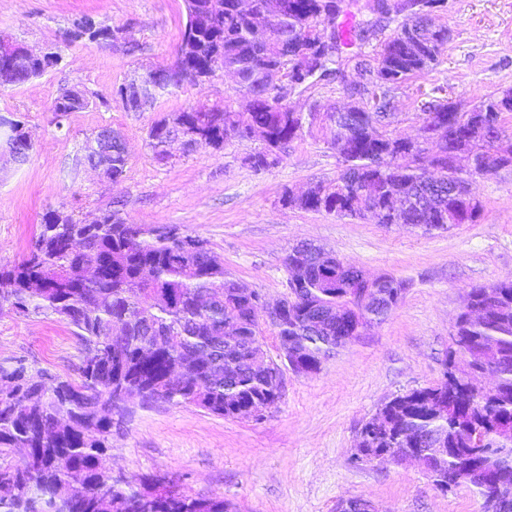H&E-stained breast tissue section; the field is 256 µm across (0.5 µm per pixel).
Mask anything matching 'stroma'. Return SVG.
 Wrapping results in <instances>:
<instances>
[{"mask_svg":"<svg viewBox=\"0 0 512 512\" xmlns=\"http://www.w3.org/2000/svg\"><path fill=\"white\" fill-rule=\"evenodd\" d=\"M85 14L129 28L135 52L71 40L74 22ZM432 20L451 32L437 63L392 92L389 129L405 137L421 132L422 94L441 87L449 98L473 104L512 87V0H446ZM184 25L183 0H0V32L62 56L43 76L0 89V113L16 114L35 142L25 165L0 171V266L27 251L48 211L82 220L117 209L129 223L176 224L206 240L228 277L269 302L288 293V251L309 241L368 276L393 275L407 289L384 321L318 373L285 372L282 397L261 420L170 404L135 407L106 455L113 477L164 482L190 497L221 495L231 512H336L347 499L369 501L376 512H483L470 488L444 493L414 466L358 463L352 453L358 429L385 401L441 381L469 289L512 276V167L470 181L483 206L476 223L426 233L283 205L285 191L304 192L339 170L333 132L318 125L267 171L245 162L261 146L253 139L188 154L175 146L169 160H157L147 132L158 117L227 99L240 108L248 102L235 78L220 72L205 85L172 89L144 111H126L117 88L141 68L172 64ZM359 80L345 68L288 104L303 113L346 107L348 88ZM72 87L98 103L56 120L52 102ZM105 125L124 134L128 148L125 175L112 183L76 164L86 139ZM83 359L72 328L54 316L0 309V364L73 377Z\"/></svg>","mask_w":512,"mask_h":512,"instance_id":"obj_1","label":"stroma"}]
</instances>
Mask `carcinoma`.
I'll use <instances>...</instances> for the list:
<instances>
[{"label": "carcinoma", "instance_id": "obj_1", "mask_svg": "<svg viewBox=\"0 0 512 512\" xmlns=\"http://www.w3.org/2000/svg\"><path fill=\"white\" fill-rule=\"evenodd\" d=\"M234 0H193L194 10L211 22L198 27L192 14L176 56L177 68H162L155 78L158 95L185 84L200 85L219 70L237 77L252 97L246 111L224 101L192 107L172 124L162 117L148 138L157 159L167 158L165 144L173 132L190 135L197 147L219 150L231 138L265 135L263 146L245 162L255 170L282 161L284 146L304 132L301 113L282 102L281 77L303 82L337 76L334 68L344 50L364 41L362 22L344 9L343 0H254L252 17L233 9ZM445 0H377V15L402 20L379 39L371 60L385 77L386 90L372 106L328 114L334 145L344 167L330 182L316 185L315 196L301 209L341 216L369 214L377 224H410L427 232L476 222L477 200L458 209L448 185L434 178L459 179V161L476 155L492 174L510 165L499 156L512 131L502 112H488L483 131L473 117L445 97L422 102L424 127L438 128L436 149L386 129L392 110L390 91L424 72L437 59L450 35L431 23ZM276 15L280 37L261 36L266 14ZM103 34L109 27L85 15L73 39L85 28ZM320 66L309 79L296 66ZM13 120L18 147L28 159L32 145ZM112 161V178H122L128 161L123 136L109 128L86 140L79 164L92 167ZM342 261L319 247L304 253L292 248L285 258L288 301L273 327L289 360L267 356L258 322L259 294L230 279L198 236L173 224H130L105 211L96 224H84L62 211H49L22 260L0 267V306L23 314L54 315L74 327L86 357L78 378H63L46 369L0 364V512H229L224 498H189L173 491L157 496L134 482L115 479L103 466L112 443L113 416L124 418L128 397L141 405L157 402L194 407L227 419H260L282 397L284 371L315 374L336 349L350 343L352 327L382 321L399 304L405 283L391 275L375 278L360 270L341 269ZM495 299L489 317L459 315L455 336L478 361L495 365L497 383L486 389L477 370L457 378L396 395L379 408L385 426H362L356 436L360 460L392 463L390 448H413L424 454L427 477L448 491L465 485L484 499V512H512V276L475 286L468 292L475 306ZM236 323L239 334L224 326ZM181 374L176 383L171 372ZM457 409H433L436 397ZM28 449L19 459L17 449ZM491 474L497 484L474 481ZM85 486L75 499L71 485Z\"/></svg>", "mask_w": 512, "mask_h": 512}]
</instances>
